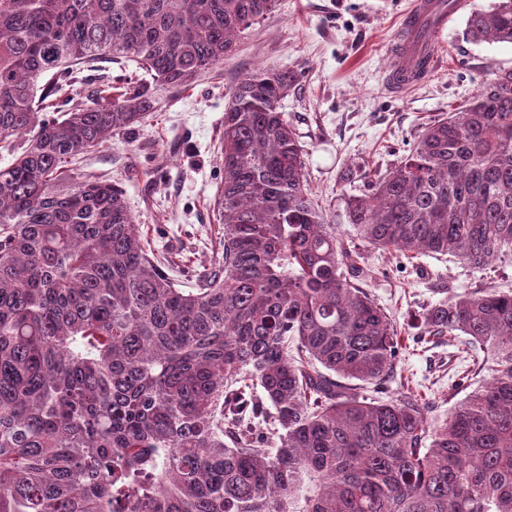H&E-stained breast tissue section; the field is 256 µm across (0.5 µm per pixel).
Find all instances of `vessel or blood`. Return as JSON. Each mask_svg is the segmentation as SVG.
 Segmentation results:
<instances>
[{
    "label": "vessel or blood",
    "instance_id": "1",
    "mask_svg": "<svg viewBox=\"0 0 512 512\" xmlns=\"http://www.w3.org/2000/svg\"><path fill=\"white\" fill-rule=\"evenodd\" d=\"M464 6L465 0H412L390 46L392 61L386 71L389 90L403 91L433 71L436 40L449 19Z\"/></svg>",
    "mask_w": 512,
    "mask_h": 512
}]
</instances>
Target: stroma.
<instances>
[{"instance_id":"obj_1","label":"stroma","mask_w":512,"mask_h":512,"mask_svg":"<svg viewBox=\"0 0 512 512\" xmlns=\"http://www.w3.org/2000/svg\"><path fill=\"white\" fill-rule=\"evenodd\" d=\"M412 0H279L223 65L160 94L156 112L83 155L81 172L118 183L161 268L177 287H194L222 256L221 186L224 104L233 81L259 66L295 73L282 100L305 153L308 182L344 241L353 230L344 200L366 192L374 173L408 154L423 127L468 101L494 70H512V44L464 36L467 13L494 0H469L437 44L434 72L404 94L389 91V46ZM373 269L367 292L391 316L402 348L399 375L445 419L463 394L458 376L490 378L486 357L461 358L447 340H416L422 307L463 291L512 289V255L477 268L444 256L406 261L361 247Z\"/></svg>"}]
</instances>
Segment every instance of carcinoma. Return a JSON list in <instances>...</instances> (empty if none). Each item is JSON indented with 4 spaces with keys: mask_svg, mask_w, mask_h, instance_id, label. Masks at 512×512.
<instances>
[{
    "mask_svg": "<svg viewBox=\"0 0 512 512\" xmlns=\"http://www.w3.org/2000/svg\"><path fill=\"white\" fill-rule=\"evenodd\" d=\"M277 5L0 0V512H512V291L418 314L493 362L441 424L408 391L364 395L394 381L400 342L313 200L280 111L295 74L257 67L228 91L224 268L195 288L150 257L118 184L76 172ZM465 34L512 44V0ZM120 61L149 84L102 73L73 102L84 70ZM345 204L362 243L408 260L512 252V70Z\"/></svg>",
    "mask_w": 512,
    "mask_h": 512,
    "instance_id": "1",
    "label": "carcinoma"
}]
</instances>
